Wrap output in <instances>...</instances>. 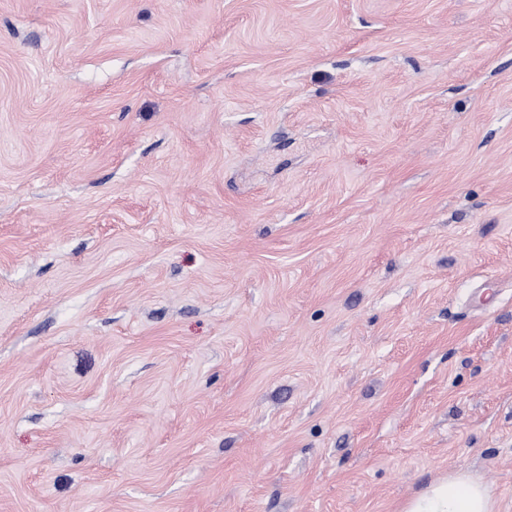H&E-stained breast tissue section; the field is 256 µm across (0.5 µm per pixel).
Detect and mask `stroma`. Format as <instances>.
Listing matches in <instances>:
<instances>
[{
    "label": "stroma",
    "instance_id": "35a3bbf8",
    "mask_svg": "<svg viewBox=\"0 0 512 512\" xmlns=\"http://www.w3.org/2000/svg\"><path fill=\"white\" fill-rule=\"evenodd\" d=\"M512 512V0H0V512ZM495 507L490 487L454 473L411 500L405 512H495Z\"/></svg>",
    "mask_w": 512,
    "mask_h": 512
}]
</instances>
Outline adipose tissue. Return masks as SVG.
I'll use <instances>...</instances> for the list:
<instances>
[{
    "label": "adipose tissue",
    "mask_w": 512,
    "mask_h": 512,
    "mask_svg": "<svg viewBox=\"0 0 512 512\" xmlns=\"http://www.w3.org/2000/svg\"><path fill=\"white\" fill-rule=\"evenodd\" d=\"M495 507L490 487L454 473L411 500L405 512H495Z\"/></svg>",
    "instance_id": "obj_1"
}]
</instances>
